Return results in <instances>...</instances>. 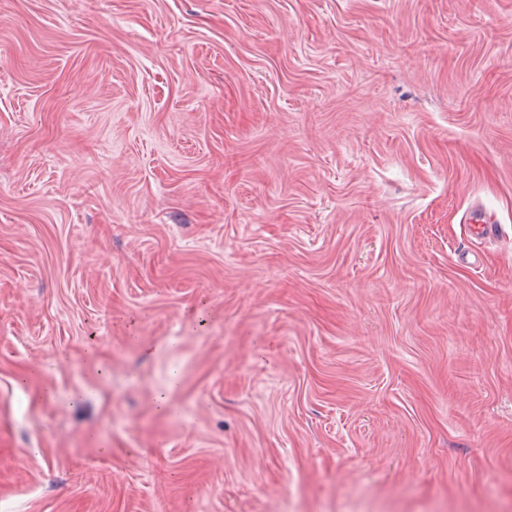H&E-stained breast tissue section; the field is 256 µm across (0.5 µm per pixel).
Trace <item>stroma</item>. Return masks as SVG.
Returning a JSON list of instances; mask_svg holds the SVG:
<instances>
[{
  "mask_svg": "<svg viewBox=\"0 0 512 512\" xmlns=\"http://www.w3.org/2000/svg\"><path fill=\"white\" fill-rule=\"evenodd\" d=\"M0 512H512V0H0Z\"/></svg>",
  "mask_w": 512,
  "mask_h": 512,
  "instance_id": "stroma-1",
  "label": "stroma"
}]
</instances>
